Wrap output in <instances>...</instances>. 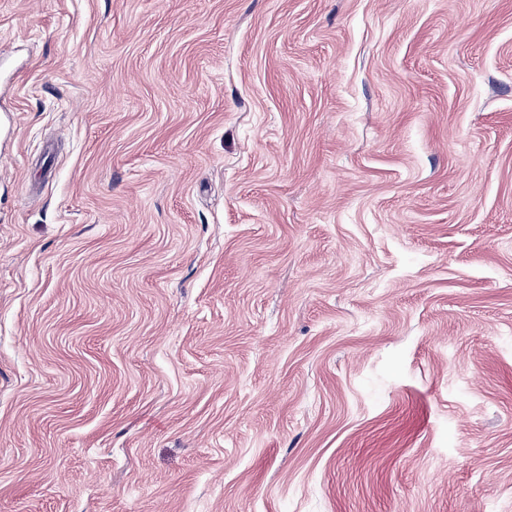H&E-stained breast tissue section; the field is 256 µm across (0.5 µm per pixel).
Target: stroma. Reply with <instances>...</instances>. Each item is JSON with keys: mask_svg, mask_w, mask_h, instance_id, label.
I'll return each instance as SVG.
<instances>
[{"mask_svg": "<svg viewBox=\"0 0 512 512\" xmlns=\"http://www.w3.org/2000/svg\"><path fill=\"white\" fill-rule=\"evenodd\" d=\"M0 512H512V0H0Z\"/></svg>", "mask_w": 512, "mask_h": 512, "instance_id": "35a3bbf8", "label": "stroma"}]
</instances>
